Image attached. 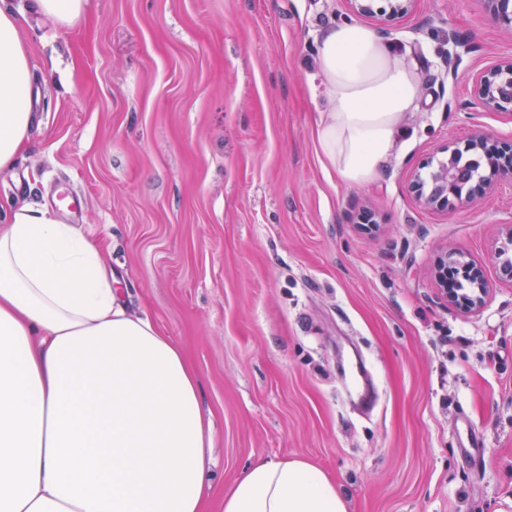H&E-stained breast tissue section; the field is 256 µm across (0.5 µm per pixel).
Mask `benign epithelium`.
I'll return each instance as SVG.
<instances>
[{
  "label": "benign epithelium",
  "mask_w": 512,
  "mask_h": 512,
  "mask_svg": "<svg viewBox=\"0 0 512 512\" xmlns=\"http://www.w3.org/2000/svg\"><path fill=\"white\" fill-rule=\"evenodd\" d=\"M353 10L361 15L393 20L408 13L416 0H350ZM493 20L512 32V0H485ZM472 96L480 104L498 112H512V61L500 63L477 74L472 83ZM470 154L466 164L471 176L460 179V151ZM442 157L428 160L412 173L411 188L419 201L429 209H445L452 203L462 207L493 190L499 181L512 176V145L496 146L490 135L475 129L464 148L446 144L438 149ZM500 277L512 282V228L495 252ZM442 294L448 303L463 312H475L485 302L490 284L482 266L462 259L456 252H445L441 261ZM453 269L465 288L448 287V269Z\"/></svg>",
  "instance_id": "7a95c632"
}]
</instances>
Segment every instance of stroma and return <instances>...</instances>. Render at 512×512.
I'll list each match as a JSON object with an SVG mask.
<instances>
[{"label":"stroma","instance_id":"stroma-1","mask_svg":"<svg viewBox=\"0 0 512 512\" xmlns=\"http://www.w3.org/2000/svg\"><path fill=\"white\" fill-rule=\"evenodd\" d=\"M11 5L38 97L0 206L46 207L102 243L128 307L181 345L216 490L257 457L297 458L348 512H512V282L494 263L512 178L442 211L409 189L473 130L512 143V114L471 96L512 60L484 0L364 18L425 83L411 140L366 185L317 137V36L352 20L349 0H87L69 26ZM447 250L483 267L479 311L442 299Z\"/></svg>","mask_w":512,"mask_h":512}]
</instances>
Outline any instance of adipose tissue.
I'll return each mask as SVG.
<instances>
[{
    "label": "adipose tissue",
    "instance_id": "adipose-tissue-1",
    "mask_svg": "<svg viewBox=\"0 0 512 512\" xmlns=\"http://www.w3.org/2000/svg\"><path fill=\"white\" fill-rule=\"evenodd\" d=\"M22 18L0 0V170L33 121ZM323 155L346 183L385 173L407 134L415 63L360 23L317 39ZM195 365L131 314L93 241L44 207L0 215V512H348L327 473L257 457L216 497Z\"/></svg>",
    "mask_w": 512,
    "mask_h": 512
}]
</instances>
